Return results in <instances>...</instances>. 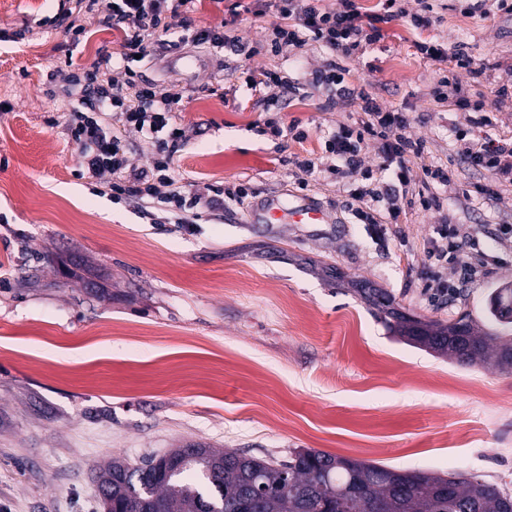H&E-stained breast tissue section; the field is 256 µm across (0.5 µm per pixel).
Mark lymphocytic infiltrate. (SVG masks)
<instances>
[{
  "label": "lymphocytic infiltrate",
  "mask_w": 512,
  "mask_h": 512,
  "mask_svg": "<svg viewBox=\"0 0 512 512\" xmlns=\"http://www.w3.org/2000/svg\"><path fill=\"white\" fill-rule=\"evenodd\" d=\"M193 3L194 0H75L73 10H62V17L83 12L96 18L100 27L121 32V52L112 55L103 45L91 66L60 68L50 75L51 81L61 83L65 98L76 103L67 131L82 172L103 184L113 202H133L169 215L182 231L192 229L202 217L223 214L227 204H244L249 197L243 184L182 182L175 170L176 155L188 142L184 128L176 122L182 94L139 79L129 67L135 57H149L154 47L165 45L167 36L173 34L182 43L245 54L246 47L233 29L222 24L196 25L191 16ZM270 6L279 19L270 43L272 53H279L286 46L300 48L311 41L318 43L326 57L314 74V85L333 96L351 99L359 112L354 124L339 126L327 137L323 156L295 159V168L306 176L326 173L345 178L373 139L378 143L381 159L378 171L389 184L381 189L369 182L350 190L358 223L394 224L409 208L439 209L442 202L437 189L451 185V171L432 164L424 166L427 189L408 197L411 162L423 157L425 145L409 134L408 113L383 107L365 86L353 83L346 65L347 60L360 57L366 46L381 40L383 24L402 19L420 31L436 26L438 16L431 0H417L413 6L408 0H379L373 11L363 10L357 0H340L336 9L325 7L323 0H271ZM415 48L424 58L447 64L449 73L438 82L436 100L469 113L468 130L459 131L456 136L457 153L469 167L489 175L491 182L483 186L482 192L487 198H494L496 186L512 185V141H492L476 135V128L485 125L487 118L472 116L471 101L454 78L459 70L481 77L487 71L486 64L477 62L461 44L447 49L436 42L422 41ZM129 133L150 136L153 157L149 167L131 162L125 139ZM477 243L473 232L462 225L435 226L423 274L431 301L454 294L457 288L485 272V264L471 258ZM450 266L455 269L451 279L443 274Z\"/></svg>",
  "instance_id": "obj_1"
}]
</instances>
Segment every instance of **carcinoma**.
<instances>
[{"label": "carcinoma", "instance_id": "1", "mask_svg": "<svg viewBox=\"0 0 512 512\" xmlns=\"http://www.w3.org/2000/svg\"><path fill=\"white\" fill-rule=\"evenodd\" d=\"M403 339L460 365L512 369V341L479 329L463 317L435 331L406 328ZM145 464L114 458L95 473L103 512H237L257 496L256 512H509L512 494L472 474L399 470L302 448L286 460L210 448L200 443L174 448Z\"/></svg>", "mask_w": 512, "mask_h": 512}]
</instances>
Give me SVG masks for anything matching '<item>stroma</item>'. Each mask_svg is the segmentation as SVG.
I'll return each mask as SVG.
<instances>
[{"label":"stroma","instance_id":"obj_1","mask_svg":"<svg viewBox=\"0 0 512 512\" xmlns=\"http://www.w3.org/2000/svg\"><path fill=\"white\" fill-rule=\"evenodd\" d=\"M62 3L0 0V31L20 35L0 41V512H100L95 468L190 442L278 459L312 448L512 490V372L461 367L400 340L362 294L385 292L420 326L464 313L486 326L492 289L512 288V251L496 241L499 225L512 224V187L495 201L476 193L489 177L460 161L454 139L466 115L434 101L440 65L414 48L426 36L511 64L512 21L437 0L434 30L392 21L352 62L384 106L408 112L425 162L454 174L442 209L407 211L378 236L347 207L349 188L379 164L375 145L340 182L321 174L300 185L290 163L321 155L326 137L358 118L346 99L323 109L326 93L312 85L319 44L270 54L276 17L252 0L236 33L255 53L236 69L220 51L154 52L138 69L184 96V180L246 185L253 204L307 199L329 217L254 224L231 205L185 233L113 203L77 172L70 103L51 96L47 75L69 60L91 65L103 44L120 52L122 35L94 30L72 45L51 22ZM263 69L302 86L273 115L245 84ZM457 80L485 103L480 136L512 138V108L496 106L491 82L464 71ZM272 118L281 136L268 133ZM294 122L303 141L287 131ZM447 220L476 233L491 275L431 303L420 273L434 226Z\"/></svg>","mask_w":512,"mask_h":512}]
</instances>
